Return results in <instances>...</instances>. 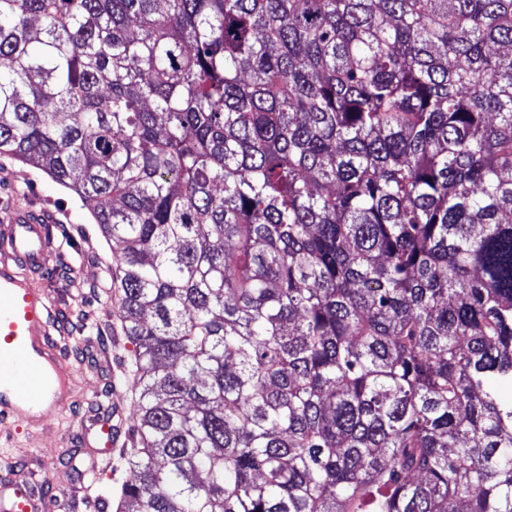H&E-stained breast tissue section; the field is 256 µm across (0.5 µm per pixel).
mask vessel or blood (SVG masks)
Returning <instances> with one entry per match:
<instances>
[{"label": "vessel or blood", "mask_w": 512, "mask_h": 512, "mask_svg": "<svg viewBox=\"0 0 512 512\" xmlns=\"http://www.w3.org/2000/svg\"><path fill=\"white\" fill-rule=\"evenodd\" d=\"M53 215L47 208L13 205L0 211V427L39 428L69 409L71 374L63 367L60 335L67 322L43 287L52 275ZM124 393L113 390L111 417L89 405L80 420L88 436L103 434L111 450L128 447ZM56 484L48 471H22L0 458V512H53Z\"/></svg>", "instance_id": "obj_1"}]
</instances>
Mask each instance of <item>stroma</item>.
<instances>
[{
	"instance_id": "stroma-1",
	"label": "stroma",
	"mask_w": 512,
	"mask_h": 512,
	"mask_svg": "<svg viewBox=\"0 0 512 512\" xmlns=\"http://www.w3.org/2000/svg\"><path fill=\"white\" fill-rule=\"evenodd\" d=\"M9 201L35 202L53 213L57 249L51 261L72 268L73 274L51 295L69 310L74 330L84 332L85 351L110 356L116 373L129 371L131 350L123 343L125 334L114 314L112 246L100 236L89 207L42 170L0 155V203ZM80 443L78 429L65 413L49 422L42 434L19 435L14 452L31 468L51 465L54 481L70 496L80 488L88 464Z\"/></svg>"
}]
</instances>
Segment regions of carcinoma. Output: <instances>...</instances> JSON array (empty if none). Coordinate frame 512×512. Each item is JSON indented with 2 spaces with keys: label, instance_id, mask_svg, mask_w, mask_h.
I'll return each instance as SVG.
<instances>
[{
  "label": "carcinoma",
  "instance_id": "1",
  "mask_svg": "<svg viewBox=\"0 0 512 512\" xmlns=\"http://www.w3.org/2000/svg\"><path fill=\"white\" fill-rule=\"evenodd\" d=\"M112 242L116 512H512V0H0V154ZM125 393V404L126 409H128V414L130 416L129 423L131 428L136 424L138 419V411H137V403L135 396L124 388L123 391L114 387L112 391V424L111 421L102 415L105 411L103 405L101 403L98 404H90L86 412L83 415H79L80 421L84 427V431L86 433V441L88 446H90V436L94 437L99 431L105 435V445L110 444V448L105 452L108 454V457H104V460L110 459L111 454L117 450H121L125 448L121 454H116L112 460V468H110L107 472L101 475L100 479L102 485L107 487H112V493L120 487L122 481L129 479L131 472L128 468L126 458L127 452L130 448H127L129 444L131 445V439L128 433V430H125V416H124V408H123V397ZM87 422L90 423V426H87ZM107 424V425H105Z\"/></svg>",
  "mask_w": 512,
  "mask_h": 512
}]
</instances>
